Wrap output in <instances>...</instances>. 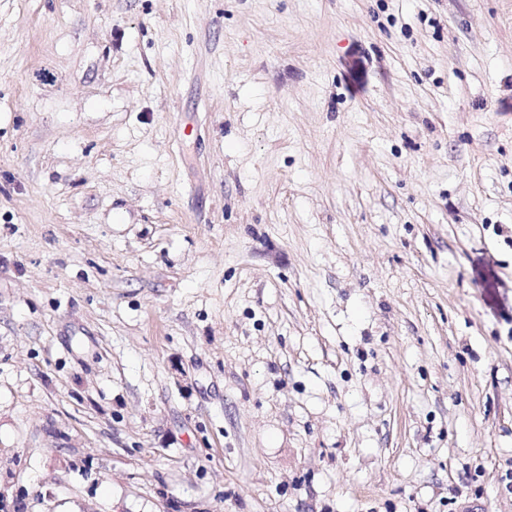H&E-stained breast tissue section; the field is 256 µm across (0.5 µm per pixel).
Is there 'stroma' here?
<instances>
[{"mask_svg":"<svg viewBox=\"0 0 512 512\" xmlns=\"http://www.w3.org/2000/svg\"><path fill=\"white\" fill-rule=\"evenodd\" d=\"M0 512H512V0H0Z\"/></svg>","mask_w":512,"mask_h":512,"instance_id":"35a3bbf8","label":"stroma"}]
</instances>
